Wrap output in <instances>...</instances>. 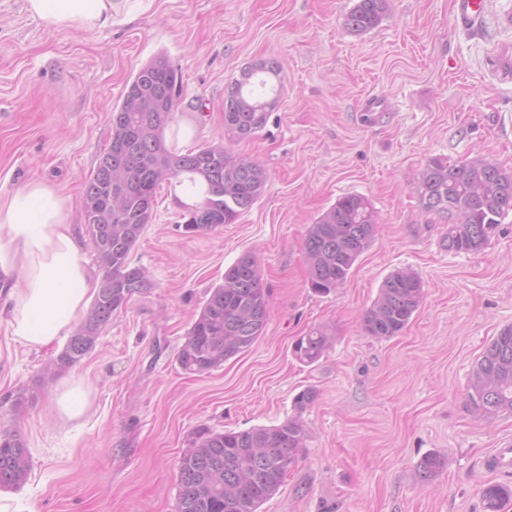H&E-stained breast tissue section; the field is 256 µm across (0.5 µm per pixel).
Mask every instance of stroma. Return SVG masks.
Segmentation results:
<instances>
[{"label":"stroma","instance_id":"stroma-1","mask_svg":"<svg viewBox=\"0 0 512 512\" xmlns=\"http://www.w3.org/2000/svg\"><path fill=\"white\" fill-rule=\"evenodd\" d=\"M453 2L388 0L381 23L355 34L344 17L356 0H143L94 32L46 29L25 0H0V194L55 182L87 260L84 183L127 80L157 54L182 75L168 146L221 139L268 172L254 206L209 233H186L173 181L161 185L131 253L155 287L70 371L48 367L62 343L26 350L0 316V428L22 435L31 461L11 491L16 512H175L197 427L239 431L296 414L311 437L262 512H484V485L512 487V473L486 465L512 445V414L486 424L466 406L473 363L512 325V213L484 250L452 253L417 183L433 158L512 170V72L495 56L512 46V0H488L476 31L457 22ZM270 58L283 63L276 110L251 138L223 139L225 88ZM347 194L372 201L379 231L344 287L319 294L302 239ZM247 251L271 291L263 335L218 369L183 372L178 346ZM400 269L421 278L425 298L403 334L368 336L363 315ZM317 325L333 343L307 365L292 347ZM67 373L92 397L61 424L50 402ZM309 387L316 401L295 412ZM430 453L445 466L426 485L416 467Z\"/></svg>","mask_w":512,"mask_h":512}]
</instances>
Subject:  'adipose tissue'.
<instances>
[{"mask_svg": "<svg viewBox=\"0 0 512 512\" xmlns=\"http://www.w3.org/2000/svg\"><path fill=\"white\" fill-rule=\"evenodd\" d=\"M28 13L50 29L91 32L111 26L114 0H26ZM8 286V329L31 350L48 348L83 317L94 280L60 189L28 180L0 195V285ZM91 391L76 376L58 385L54 420L82 417Z\"/></svg>", "mask_w": 512, "mask_h": 512, "instance_id": "adipose-tissue-1", "label": "adipose tissue"}]
</instances>
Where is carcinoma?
<instances>
[{"mask_svg": "<svg viewBox=\"0 0 512 512\" xmlns=\"http://www.w3.org/2000/svg\"><path fill=\"white\" fill-rule=\"evenodd\" d=\"M387 0H357L344 25L361 34L378 26ZM281 64L267 59L244 68L224 94V131L245 139L262 130L278 105L252 90L254 79L279 78ZM182 78L161 53L143 64L125 85L121 102L112 107V137L84 185V220L102 277L81 324L69 336L54 367L79 364L95 347L102 329L129 301L155 288L148 271L132 264L130 254L152 219L162 183L182 177L205 186L199 203L187 208L188 233L216 231L233 224L262 196L268 174L251 158L234 154L224 142L185 151L166 146L164 130L176 111ZM422 207L451 220L445 236L448 251L484 249L506 214L512 211V172L480 160L449 162L433 158L419 173ZM376 213L358 194L339 198L308 226L303 253L309 283L328 294L347 281L354 265L377 233ZM424 298L421 279L398 270L381 283L365 314L364 331L377 339L403 333ZM269 320V289L258 262L242 254L224 272L223 283L210 290L184 341L175 353L189 374H205L248 352ZM330 331L318 326L299 337L294 356L316 363L331 344ZM312 388L294 398L297 414L282 423L240 431L198 428L180 458L177 512H260L283 486L288 470L309 438L302 413L316 399ZM471 412L497 417L512 413V326L501 329L476 360L467 386ZM439 454L421 459L417 474L430 483L444 467ZM30 455L18 434L0 432V487L23 484ZM486 512H502L512 502V488L491 483L483 489Z\"/></svg>", "mask_w": 512, "mask_h": 512, "instance_id": "obj_1", "label": "carcinoma"}]
</instances>
